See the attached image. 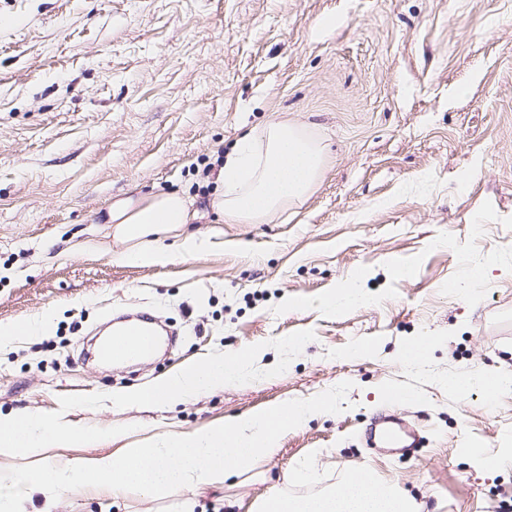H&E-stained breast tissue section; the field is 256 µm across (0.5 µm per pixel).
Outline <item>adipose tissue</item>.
<instances>
[{"instance_id":"adipose-tissue-1","label":"adipose tissue","mask_w":512,"mask_h":512,"mask_svg":"<svg viewBox=\"0 0 512 512\" xmlns=\"http://www.w3.org/2000/svg\"><path fill=\"white\" fill-rule=\"evenodd\" d=\"M325 163L319 141L301 128L273 121L247 133L235 144L219 167L218 190L209 198L211 209L234 224H265L288 207L310 196ZM196 200L176 191L149 197L130 196L108 209L106 235L125 241L157 230L173 238L168 248H142L126 252L127 260L140 265H162L173 254H196L206 243L188 233L187 224L200 218ZM248 361L236 352L170 375L161 386L135 392L144 405L160 401L178 403L236 378ZM83 431L66 423L32 415H0V457L36 456L46 449L83 438ZM257 512H418L416 504L396 488L381 486L368 472L347 477L341 489L303 498L271 496Z\"/></svg>"}]
</instances>
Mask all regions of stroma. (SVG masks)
Listing matches in <instances>:
<instances>
[{
    "instance_id": "stroma-1",
    "label": "stroma",
    "mask_w": 512,
    "mask_h": 512,
    "mask_svg": "<svg viewBox=\"0 0 512 512\" xmlns=\"http://www.w3.org/2000/svg\"><path fill=\"white\" fill-rule=\"evenodd\" d=\"M272 121L324 147L303 203L266 224L206 209L188 230L208 249L164 265L128 262L127 242L104 236L119 197L178 190L206 204L198 170ZM474 256L487 278L473 296L454 283ZM352 284L368 303L319 307ZM125 309L173 325L177 343L133 365L87 357ZM40 320L35 337L0 344V414L104 433L46 462L201 432L348 380L349 410L285 432L193 512H254L364 470L423 512H512V468L480 463L512 454V390L445 384L512 370V0H0V327ZM417 336L434 350L403 363ZM239 350L250 366L224 388L176 405L130 397ZM389 387L414 395L394 406L424 438L407 457L365 445ZM54 512H181V499L86 488ZM512 386L511 372L475 371L466 375L448 378V388L460 395H466L473 389L483 390L492 399L499 391Z\"/></svg>"
}]
</instances>
